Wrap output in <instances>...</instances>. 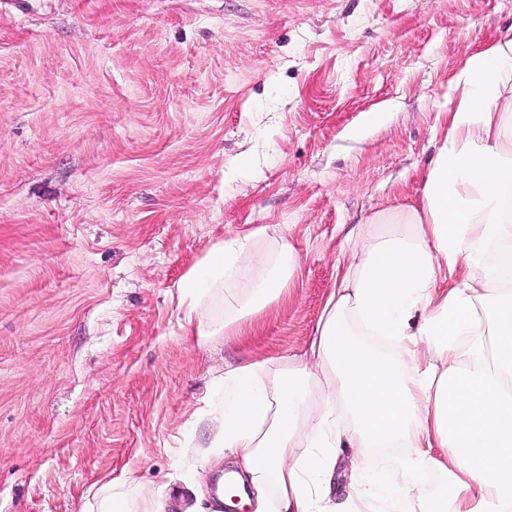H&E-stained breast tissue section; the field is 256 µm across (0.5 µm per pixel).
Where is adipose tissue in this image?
I'll return each mask as SVG.
<instances>
[{"instance_id": "adipose-tissue-1", "label": "adipose tissue", "mask_w": 512, "mask_h": 512, "mask_svg": "<svg viewBox=\"0 0 512 512\" xmlns=\"http://www.w3.org/2000/svg\"><path fill=\"white\" fill-rule=\"evenodd\" d=\"M454 87L420 203L349 236L305 359L224 369L212 445L233 455L225 497L248 485L254 512H512V36L472 53ZM296 270L273 226L214 245L178 285L186 335H213L220 289H245L239 320ZM346 446L402 449L411 483L355 469L337 497ZM425 472L440 490L422 493Z\"/></svg>"}]
</instances>
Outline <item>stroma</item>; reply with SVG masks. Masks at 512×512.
Segmentation results:
<instances>
[{
    "instance_id": "obj_1",
    "label": "stroma",
    "mask_w": 512,
    "mask_h": 512,
    "mask_svg": "<svg viewBox=\"0 0 512 512\" xmlns=\"http://www.w3.org/2000/svg\"><path fill=\"white\" fill-rule=\"evenodd\" d=\"M512 0H0V512L197 473L225 365L302 357L344 236L416 200L469 55ZM275 226L298 270L205 342L177 284ZM390 484L392 456L342 454Z\"/></svg>"
}]
</instances>
